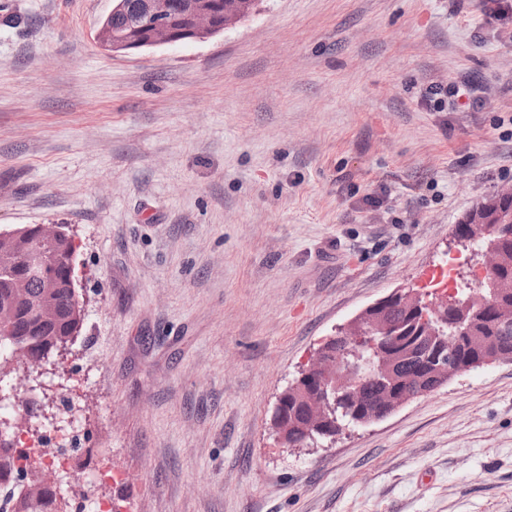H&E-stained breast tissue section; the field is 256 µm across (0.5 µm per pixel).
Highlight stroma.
Masks as SVG:
<instances>
[{
  "label": "stroma",
  "instance_id": "1",
  "mask_svg": "<svg viewBox=\"0 0 512 512\" xmlns=\"http://www.w3.org/2000/svg\"><path fill=\"white\" fill-rule=\"evenodd\" d=\"M0 229L58 224L84 309L28 376L121 512H512V363L286 447L279 394L397 288H478L456 224L512 187V24L482 0H260L127 54L112 0H0ZM483 92L436 110L433 85Z\"/></svg>",
  "mask_w": 512,
  "mask_h": 512
}]
</instances>
